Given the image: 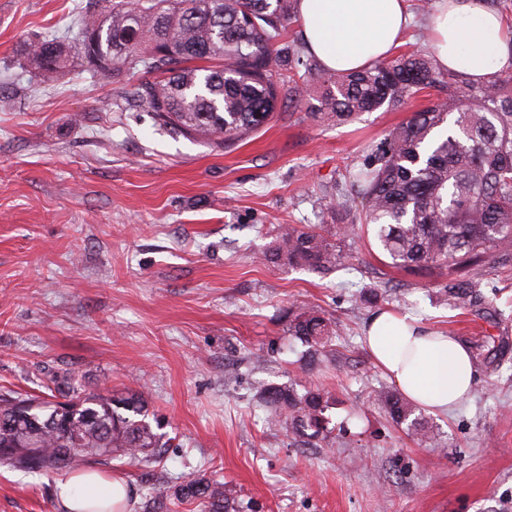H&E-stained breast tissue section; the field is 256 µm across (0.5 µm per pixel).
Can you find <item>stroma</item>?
I'll return each mask as SVG.
<instances>
[{
  "mask_svg": "<svg viewBox=\"0 0 512 512\" xmlns=\"http://www.w3.org/2000/svg\"><path fill=\"white\" fill-rule=\"evenodd\" d=\"M88 0H0V392L40 394L46 373L104 394L137 377L171 437L165 478L112 461L137 502L203 474L244 512H512V304L478 316L438 297L429 272L390 268L368 239H347L354 270L321 277L261 262L279 225L325 226V188L385 131L431 98L324 125L279 105L228 150L120 110L140 74L115 81L74 61L43 84L24 41L72 39ZM452 332L476 367L473 392L428 414L444 441L422 444L371 402L389 386L362 340L376 309ZM336 321V352L312 372L288 321ZM506 346L493 354L487 337ZM305 379L336 396L348 431L298 448L268 427L260 382ZM60 473L0 468V512H54Z\"/></svg>",
  "mask_w": 512,
  "mask_h": 512,
  "instance_id": "stroma-1",
  "label": "stroma"
}]
</instances>
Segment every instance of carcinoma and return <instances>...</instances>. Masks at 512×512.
I'll return each mask as SVG.
<instances>
[{
    "instance_id": "1",
    "label": "carcinoma",
    "mask_w": 512,
    "mask_h": 512,
    "mask_svg": "<svg viewBox=\"0 0 512 512\" xmlns=\"http://www.w3.org/2000/svg\"><path fill=\"white\" fill-rule=\"evenodd\" d=\"M82 15L77 43L86 67L107 77L141 72L127 102L162 127L229 149L268 125L278 102L307 106L320 122L344 125L391 109L427 89L445 93L392 127L360 164L340 174L342 209L351 223L334 239L314 228L279 227L264 260L322 277L344 265V240L372 235L388 266L408 273L448 272L443 293L454 309L480 314L488 265L512 271V71L485 82L442 70L435 56L398 54L363 71L338 72L304 59L287 40L297 0H99ZM23 55L42 82L71 65L72 46L30 40ZM361 207L353 208L356 199ZM342 328L314 311L294 314L288 336L313 365ZM41 396L0 393V466L29 473H84L112 456L140 468L169 439L143 393L102 394L73 374L48 376ZM257 402L271 426L298 447L328 444L336 399L322 385L262 382ZM375 404L427 442L438 438L419 409L394 390ZM171 497L202 512H236L224 483L204 475L173 485Z\"/></svg>"
}]
</instances>
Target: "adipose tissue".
Returning a JSON list of instances; mask_svg holds the SVG:
<instances>
[{
  "instance_id": "1",
  "label": "adipose tissue",
  "mask_w": 512,
  "mask_h": 512,
  "mask_svg": "<svg viewBox=\"0 0 512 512\" xmlns=\"http://www.w3.org/2000/svg\"><path fill=\"white\" fill-rule=\"evenodd\" d=\"M297 16L308 51L325 69L361 70L389 57L410 24L407 0H298ZM432 48L441 69L484 81L512 70V39L499 14L481 0H436ZM365 344L375 366L401 394L426 410H451L475 383L468 347L455 337L390 310L374 313ZM136 497L122 479L93 471L58 481L59 512H131Z\"/></svg>"
}]
</instances>
